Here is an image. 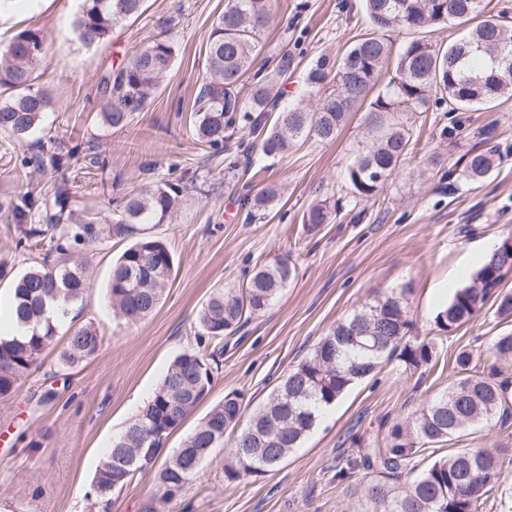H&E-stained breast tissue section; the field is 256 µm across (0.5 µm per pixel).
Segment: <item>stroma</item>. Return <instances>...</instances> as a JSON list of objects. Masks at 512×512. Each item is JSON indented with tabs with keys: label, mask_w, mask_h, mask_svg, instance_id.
Here are the masks:
<instances>
[{
	"label": "stroma",
	"mask_w": 512,
	"mask_h": 512,
	"mask_svg": "<svg viewBox=\"0 0 512 512\" xmlns=\"http://www.w3.org/2000/svg\"><path fill=\"white\" fill-rule=\"evenodd\" d=\"M81 4L0 0L10 12L0 20V41L22 29L43 34L39 83L55 101L41 133L22 142L0 133V260L19 271L38 258L37 251L16 246L11 203L24 194L59 197L65 208L108 218L126 193L152 183L194 180L205 190L181 196L172 223L159 227L175 269L157 309L138 324L115 317L108 300L112 261L124 243H97L81 253L93 286L58 332L91 323L100 329L101 345L86 362L64 369L58 362L62 345L54 343L40 367L0 400V512H142L156 493L151 468L136 472L110 503L96 500L92 479L107 448L160 386L174 357L195 348L198 314L212 291L242 286L260 265L286 256L296 264L297 277L266 312L225 337L209 394L165 441V454L227 393H237L244 415H251L338 319L380 292L406 289L409 336L433 341L439 364L413 375L391 363L355 383L302 447L266 474L225 482L231 446L223 444L165 510L363 512L368 474L341 481L337 471L446 390L459 351H472L478 367L488 368L492 340L512 333V317L498 315L492 305L451 332L436 322L455 293L449 271L473 251L512 238V97L479 112L442 106L414 115L416 153L368 200L354 198L345 180L366 136L360 110L352 112L335 142L311 138L278 158L264 157L248 131L236 130L228 143L239 161L232 178L224 173L223 154L199 145L192 134L205 46L225 0H147L138 19L92 47L73 35ZM273 10L262 53L292 54L285 82L291 92L304 87L317 61L338 62L371 30L362 0H274ZM166 26L177 53L157 94L127 127L104 124L103 77ZM451 125L458 136H443ZM485 128L502 161L472 183L462 175L463 157ZM74 147L75 159L60 168L51 164L52 154ZM32 155L43 156V166L25 165ZM272 185L280 187V198L264 217L250 216L243 198ZM325 198L336 204L332 222L317 234L306 233L304 212ZM457 448L501 449L503 484L512 488V421L469 428L424 456L431 461Z\"/></svg>",
	"instance_id": "obj_1"
}]
</instances>
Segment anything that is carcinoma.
Returning <instances> with one entry per match:
<instances>
[{"mask_svg":"<svg viewBox=\"0 0 512 512\" xmlns=\"http://www.w3.org/2000/svg\"><path fill=\"white\" fill-rule=\"evenodd\" d=\"M144 0H83L74 32L89 47L110 37L118 25L138 18ZM374 32L347 51L336 68L323 61L308 72L310 88L333 84L317 110L307 100L270 121L277 108L279 80L293 59L283 54L272 71L253 84L247 99L238 86L253 68L262 45L261 36L272 18V0H226L224 12L214 21L206 46V76L194 104L193 135L215 151L224 149L237 124L258 139L267 156H283L294 142L313 137L332 142L351 110L368 103L367 137L348 170L352 193L376 196L413 153L416 141L405 116L421 112L432 95L448 104L451 112L477 111L507 95L512 97V30L499 19H484L448 45L425 36L430 29L452 21L475 19L481 0H363ZM409 36L395 60L396 77L375 97H370L379 75L391 60L386 33ZM44 44L43 35L23 29L0 42V132L22 142L42 123L52 107L49 95L36 86L43 52L31 46ZM176 45L158 34L130 56L114 78H103L109 102L101 113L105 124L126 127L135 112L144 109L172 68ZM496 161L493 148H472L462 174L477 182ZM200 191L194 182H158L124 197L112 219L76 216L62 211L50 224L35 222L36 200L25 194L13 205L19 224L18 244L37 248L50 243L42 261L13 282L12 307L19 323L31 327L23 336L0 335V400L10 397L19 382L40 362L42 353L58 333V320L48 309L63 310L84 299L92 288L86 267L76 254L102 241L126 243L112 264L108 298L115 316L133 325L158 307L174 272V258L157 228L172 222L178 198L187 189ZM277 197L269 187L246 199L249 211L265 214ZM335 209L324 199L303 215L306 231L314 234L330 223ZM512 270V248L502 243L458 289L437 315L438 325L451 332L468 322L488 301L496 312L512 316V293L500 285ZM296 267L286 258L256 269L245 285L215 289L199 314L197 344L223 342L250 317L264 312L288 286ZM406 289L384 296L340 318L301 360L283 376L266 404L241 424V403L236 393L224 396L158 469L157 493L144 512H161L162 506L182 495L197 477L202 461L237 430L234 448L224 459V480L237 482L247 475L271 471L313 430L317 409L330 406L352 384L398 361L417 371L436 363L432 342L407 338ZM100 345L93 324L71 330L59 355L64 368L92 357ZM497 363L488 372L472 366L466 350L455 357L456 379L448 388L417 409L412 417L394 424L384 446L366 448L339 471L350 479L371 470L378 479L365 490L364 512H483L485 494L501 485L503 462L493 448H458L419 468L418 458L432 447L459 437L467 429L502 424L512 419V333L496 337L491 346ZM215 353L186 350L174 358L161 386L138 410L126 429L107 449L97 469L93 491L101 501H111L139 470L151 463L163 440L177 430L209 393Z\"/></svg>","mask_w":512,"mask_h":512,"instance_id":"obj_1","label":"carcinoma"}]
</instances>
